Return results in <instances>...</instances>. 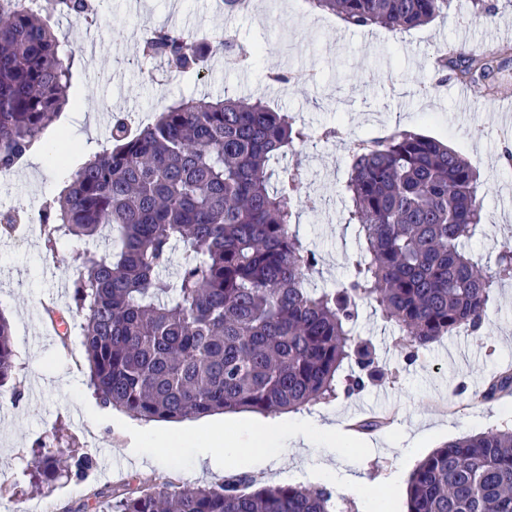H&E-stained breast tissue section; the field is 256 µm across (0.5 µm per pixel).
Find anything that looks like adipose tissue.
Segmentation results:
<instances>
[{"label":"adipose tissue","mask_w":512,"mask_h":512,"mask_svg":"<svg viewBox=\"0 0 512 512\" xmlns=\"http://www.w3.org/2000/svg\"><path fill=\"white\" fill-rule=\"evenodd\" d=\"M140 443L154 448H195L205 445L206 450L196 459L199 467H225L246 462L254 466L287 454L289 444L306 443L303 432L287 423H268L261 419L251 420L239 435H225L221 423L210 421L203 427H184L174 433L144 429L139 434Z\"/></svg>","instance_id":"obj_1"}]
</instances>
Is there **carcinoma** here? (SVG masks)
<instances>
[{"mask_svg": "<svg viewBox=\"0 0 512 512\" xmlns=\"http://www.w3.org/2000/svg\"><path fill=\"white\" fill-rule=\"evenodd\" d=\"M347 26L391 32L430 23L451 0H309ZM88 21L85 0H0V173L18 166L66 105L75 53L60 49L51 20ZM246 57L230 35L198 40L175 26L150 29L143 57L177 75H201L209 44ZM435 73L491 89L512 70V47L450 49ZM311 138L261 101L181 99L137 133L112 117L109 142L41 210L45 246L66 236L118 243L84 254L73 282L84 314L89 381L106 405L144 421L179 422L215 412L295 411L336 397L344 361L365 381L383 373L358 340L367 302L420 349L466 329H485L498 279L512 278V245L488 275L467 243L479 231V176L443 142L407 129L355 144L345 184L348 223L361 246L340 286L309 290L315 252L293 227L301 166L271 185V161L297 156ZM178 263L172 257L178 245ZM9 320L0 313V389L13 371ZM512 393V373L493 376L484 402ZM95 460L45 449L30 476L84 480ZM407 512H512V429L462 436L410 474ZM110 512H347L325 488L260 486L239 476L178 492L164 487L115 497Z\"/></svg>", "mask_w": 512, "mask_h": 512, "instance_id": "1", "label": "carcinoma"}]
</instances>
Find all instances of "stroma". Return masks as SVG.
<instances>
[{
  "label": "stroma",
  "mask_w": 512,
  "mask_h": 512,
  "mask_svg": "<svg viewBox=\"0 0 512 512\" xmlns=\"http://www.w3.org/2000/svg\"><path fill=\"white\" fill-rule=\"evenodd\" d=\"M493 2L496 14L486 19L473 16L471 0H451L433 22L400 34L347 27L336 15L314 10L309 0H252L249 10L233 14L215 0H102L97 22L54 17L62 49L76 52L63 110L69 158L61 166L44 157L0 175V213H39L70 174L107 145L110 115H124L136 130L175 100L258 98L290 113L312 134L300 158L286 155L272 163L277 171L302 163L303 185L293 202L296 228L318 259L307 287H336L358 251L341 193L350 166L348 141L382 138L399 128L439 139L479 168L484 220L470 248L484 268H494L501 246L512 239V166L501 159L504 147L512 146V125L501 119L512 108V75L496 93L473 87L462 101L454 96L457 80L437 81L430 66L436 50L451 45L476 52L512 46V0ZM162 24L191 35L228 31L261 54L254 62L229 65L223 52L211 51L202 77L174 75L157 60L142 70L138 34ZM275 72L288 74V81H272ZM330 124L344 127L345 141L319 139ZM310 197L318 199L317 208L307 206ZM99 246L68 237L52 256L40 225L0 232V312L11 324V383L21 392L19 400L0 399V512H107L106 502L125 493L157 486L177 492L237 475L233 469L196 471L192 454L179 448L149 453L127 447L124 432L139 427V420L116 410L100 413L87 385L84 316L73 309L72 288L83 253ZM50 305L66 311L68 336L48 332ZM488 320L487 331L445 337L410 363L395 346L397 328L361 304L358 333L374 346L384 380L289 412L291 423L307 430V446L250 470V477L316 488L328 482L352 512H405L409 475L432 451L453 438L512 426V395L490 403L476 397L490 377L512 369V281L496 285ZM461 383L469 392L463 400L453 394ZM372 417L381 419L380 427L356 430L357 421ZM328 418L342 430H356L358 445L327 447L318 426ZM42 443L91 455L93 474L31 487L25 472ZM352 475L371 484L372 493L353 492Z\"/></svg>",
  "instance_id": "35a3bbf8"
}]
</instances>
